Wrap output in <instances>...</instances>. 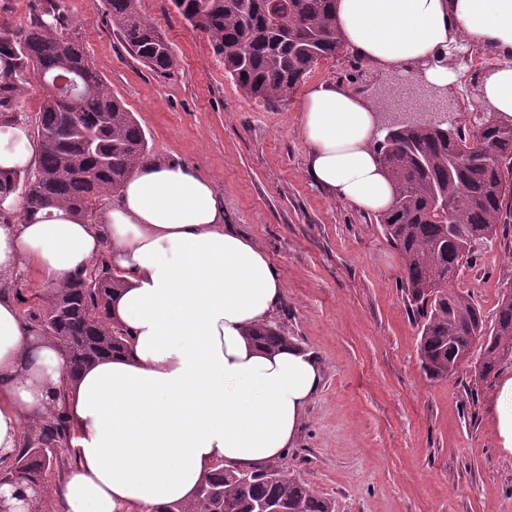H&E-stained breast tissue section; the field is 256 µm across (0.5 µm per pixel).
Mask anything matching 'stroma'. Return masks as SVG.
I'll use <instances>...</instances> for the list:
<instances>
[{"label": "stroma", "instance_id": "1", "mask_svg": "<svg viewBox=\"0 0 512 512\" xmlns=\"http://www.w3.org/2000/svg\"><path fill=\"white\" fill-rule=\"evenodd\" d=\"M66 31L112 94L134 112L150 159L198 168L214 182L224 216L262 246L284 284L274 325L324 367L295 448L280 465L336 512H512V456L497 446L496 379L473 359L430 380L418 355L422 319L402 286V260L372 213L335 199L306 175L302 104L310 87L345 86L394 110L444 112L474 133L490 112L480 89L497 61L463 46L446 93L411 76L380 73L345 46L321 61L288 102L270 105L224 73L208 36L171 0H140L179 65L157 75L124 49L103 0H61ZM512 281V226L461 267L452 288L469 294L486 324Z\"/></svg>", "mask_w": 512, "mask_h": 512}]
</instances>
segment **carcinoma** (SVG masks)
<instances>
[{"mask_svg": "<svg viewBox=\"0 0 512 512\" xmlns=\"http://www.w3.org/2000/svg\"><path fill=\"white\" fill-rule=\"evenodd\" d=\"M128 53L150 71L166 74L178 58L157 27L140 13L139 0H103ZM176 11L210 37L224 72L246 93L266 103L287 101L323 59L336 56L342 38L334 0H171ZM60 6L48 7L24 26L0 23V103L18 95L29 77L52 83L67 77L76 99L45 95L36 128L32 170L0 174V200L22 189L24 217L47 218L54 208L86 215L97 198L123 188L133 166L147 159L148 142L134 113L91 65L80 42L60 31ZM92 130L87 149L83 132ZM393 186V202L376 215L400 251L404 283L424 321L419 357L426 377L452 376L474 346L475 374L495 377L512 359V299L501 296L493 325L485 324L470 296L448 283L476 246L505 229L512 218V124L486 118L476 133L432 117L386 131L377 144ZM123 280L101 255L86 273L35 295L17 291L31 332L55 339L80 369L105 355L128 350L129 337L110 323V306ZM251 338L269 349L290 343L275 326H258ZM47 421L27 428L22 448L0 462V481L37 489L30 498L42 512L45 477L73 465L72 426L66 393ZM335 512L331 499L274 463L252 471L222 465L209 472L195 496L157 512Z\"/></svg>", "mask_w": 512, "mask_h": 512, "instance_id": "cac0c4a2", "label": "carcinoma"}]
</instances>
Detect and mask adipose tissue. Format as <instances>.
<instances>
[{"instance_id": "adipose-tissue-1", "label": "adipose tissue", "mask_w": 512, "mask_h": 512, "mask_svg": "<svg viewBox=\"0 0 512 512\" xmlns=\"http://www.w3.org/2000/svg\"><path fill=\"white\" fill-rule=\"evenodd\" d=\"M343 38L373 66H413L437 88L455 73L459 43L498 56L481 95L512 120V0H336ZM378 106L333 85L311 88L302 108L308 174L366 212L392 203L374 144ZM27 127L0 123V171L29 168ZM108 253L124 286L111 318L129 349L65 374L59 345L32 336L0 290V451L19 448L48 419L59 391L75 456L59 512H159L190 499L217 464L252 470L294 447L324 379L315 354L268 351L250 337L279 308L284 284L267 253L224 221L210 178L177 161L137 164L102 223L58 209L49 219L0 224V278L30 267L57 286ZM497 443L512 455V376L492 404Z\"/></svg>"}]
</instances>
